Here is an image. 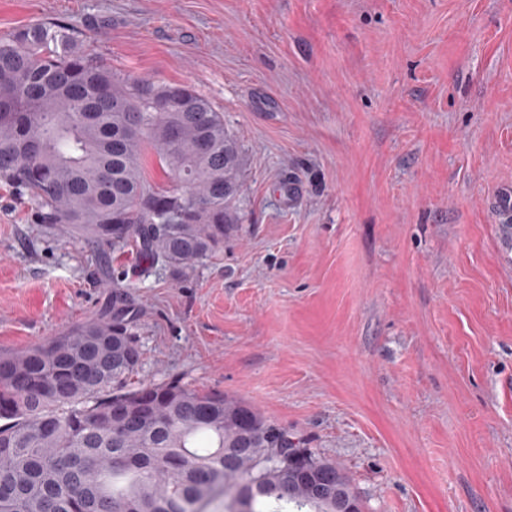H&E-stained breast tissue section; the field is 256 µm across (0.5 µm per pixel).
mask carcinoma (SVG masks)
Returning a JSON list of instances; mask_svg holds the SVG:
<instances>
[{
  "instance_id": "carcinoma-1",
  "label": "carcinoma",
  "mask_w": 512,
  "mask_h": 512,
  "mask_svg": "<svg viewBox=\"0 0 512 512\" xmlns=\"http://www.w3.org/2000/svg\"><path fill=\"white\" fill-rule=\"evenodd\" d=\"M152 151L173 182L144 175ZM0 181L35 223L73 241L136 248L151 267L211 258L237 221L238 141L197 90L124 77L79 32L38 21L0 38ZM136 343L117 308L24 351L0 354V512H235L242 487L275 485L302 441L251 406L178 381L127 388ZM251 438L272 448L226 464ZM301 485L256 495L248 512H335Z\"/></svg>"
}]
</instances>
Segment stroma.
<instances>
[{"label": "stroma", "instance_id": "stroma-1", "mask_svg": "<svg viewBox=\"0 0 512 512\" xmlns=\"http://www.w3.org/2000/svg\"><path fill=\"white\" fill-rule=\"evenodd\" d=\"M206 95L237 222L177 275L33 223L0 185V353L139 310L132 386L257 409L363 512H512V0H0Z\"/></svg>", "mask_w": 512, "mask_h": 512}]
</instances>
